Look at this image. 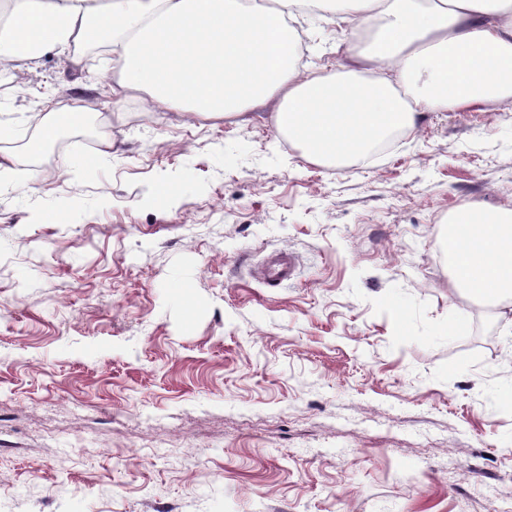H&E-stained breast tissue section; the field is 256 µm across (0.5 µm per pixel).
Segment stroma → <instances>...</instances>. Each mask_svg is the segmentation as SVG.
Listing matches in <instances>:
<instances>
[{
	"label": "stroma",
	"instance_id": "35a3bbf8",
	"mask_svg": "<svg viewBox=\"0 0 512 512\" xmlns=\"http://www.w3.org/2000/svg\"><path fill=\"white\" fill-rule=\"evenodd\" d=\"M346 27L306 21L309 70L360 63ZM46 96L101 149L56 147ZM278 107L159 106L92 48L0 73V162L51 146L0 189V512H512V324L446 244L512 209V104L340 168ZM263 282L275 287L290 280L295 272V262L291 253L275 251L267 255L263 261Z\"/></svg>",
	"mask_w": 512,
	"mask_h": 512
}]
</instances>
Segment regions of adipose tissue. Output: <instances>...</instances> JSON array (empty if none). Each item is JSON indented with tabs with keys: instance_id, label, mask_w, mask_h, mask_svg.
Here are the masks:
<instances>
[{
	"instance_id": "1",
	"label": "adipose tissue",
	"mask_w": 512,
	"mask_h": 512,
	"mask_svg": "<svg viewBox=\"0 0 512 512\" xmlns=\"http://www.w3.org/2000/svg\"><path fill=\"white\" fill-rule=\"evenodd\" d=\"M281 0L270 10L244 0H0V61L87 44L111 56L120 83L187 111L237 114L280 99L278 130L328 165L360 159L395 127L422 113L512 100V0H323L358 39L380 25L364 67L300 74L295 30ZM466 235H458V226ZM454 287L512 314V210H459L448 226Z\"/></svg>"
}]
</instances>
